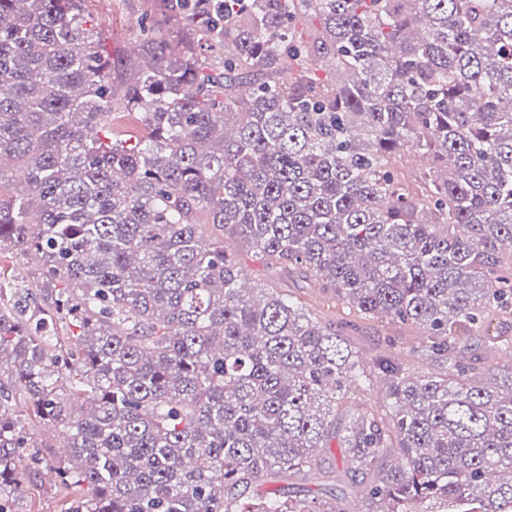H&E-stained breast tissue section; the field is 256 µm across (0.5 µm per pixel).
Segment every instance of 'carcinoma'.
<instances>
[{
  "mask_svg": "<svg viewBox=\"0 0 512 512\" xmlns=\"http://www.w3.org/2000/svg\"><path fill=\"white\" fill-rule=\"evenodd\" d=\"M164 2L215 56L142 23L121 99L148 133L123 140L84 0H0V251L61 284L31 315L0 287V512L44 466L84 490L66 512H512V359L468 345L512 354V0ZM206 224L349 332L417 328L438 371L241 287Z\"/></svg>",
  "mask_w": 512,
  "mask_h": 512,
  "instance_id": "carcinoma-1",
  "label": "carcinoma"
}]
</instances>
